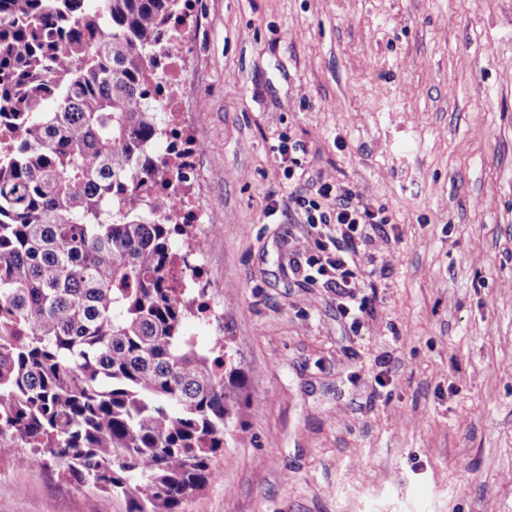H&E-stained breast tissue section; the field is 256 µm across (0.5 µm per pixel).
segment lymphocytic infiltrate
I'll list each match as a JSON object with an SVG mask.
<instances>
[{
  "mask_svg": "<svg viewBox=\"0 0 512 512\" xmlns=\"http://www.w3.org/2000/svg\"><path fill=\"white\" fill-rule=\"evenodd\" d=\"M292 146L279 148L284 172L291 180H308L310 194H289L293 213L318 232L316 250L306 256V268L315 270L323 287L336 291V311L340 317L359 322L364 308L358 305L361 281L357 273L358 244L371 233L386 234L388 220L361 203L358 194L335 179L319 176L308 178L305 169L292 155ZM334 206H325V199Z\"/></svg>",
  "mask_w": 512,
  "mask_h": 512,
  "instance_id": "f902f5d3",
  "label": "lymphocytic infiltrate"
}]
</instances>
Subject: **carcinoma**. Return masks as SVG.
<instances>
[{
  "label": "carcinoma",
  "mask_w": 512,
  "mask_h": 512,
  "mask_svg": "<svg viewBox=\"0 0 512 512\" xmlns=\"http://www.w3.org/2000/svg\"><path fill=\"white\" fill-rule=\"evenodd\" d=\"M0 0V448L19 443L128 512H180L215 478L245 382L183 321L167 267L190 224L141 203L167 137L154 74L193 0ZM52 99L53 112L43 111Z\"/></svg>",
  "instance_id": "obj_1"
}]
</instances>
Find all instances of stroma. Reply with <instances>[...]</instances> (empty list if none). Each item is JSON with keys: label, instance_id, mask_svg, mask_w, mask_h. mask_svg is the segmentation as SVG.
Listing matches in <instances>:
<instances>
[{"label": "stroma", "instance_id": "1", "mask_svg": "<svg viewBox=\"0 0 512 512\" xmlns=\"http://www.w3.org/2000/svg\"><path fill=\"white\" fill-rule=\"evenodd\" d=\"M179 64L189 198L246 376L180 512H512V0H197ZM390 220L361 253L364 324L293 272L278 148ZM0 454V512H126Z\"/></svg>", "mask_w": 512, "mask_h": 512}]
</instances>
